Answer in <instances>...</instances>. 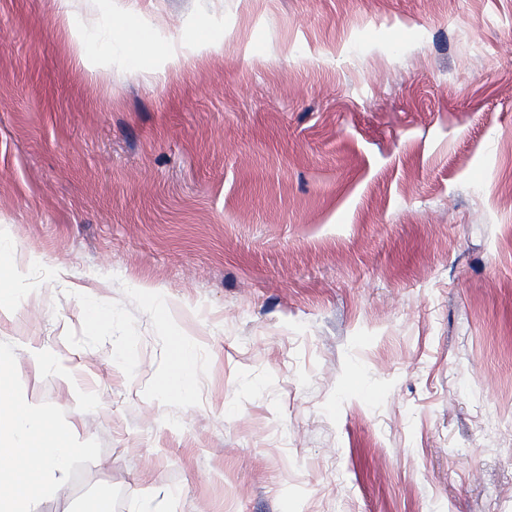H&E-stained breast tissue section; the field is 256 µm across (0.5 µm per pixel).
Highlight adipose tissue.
<instances>
[{"instance_id":"ef3b65f1","label":"adipose tissue","mask_w":512,"mask_h":512,"mask_svg":"<svg viewBox=\"0 0 512 512\" xmlns=\"http://www.w3.org/2000/svg\"><path fill=\"white\" fill-rule=\"evenodd\" d=\"M71 434L31 405L0 359V512H41L67 498L72 462L82 456Z\"/></svg>"}]
</instances>
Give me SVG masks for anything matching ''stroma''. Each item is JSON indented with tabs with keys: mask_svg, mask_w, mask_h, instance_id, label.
<instances>
[{
	"mask_svg": "<svg viewBox=\"0 0 512 512\" xmlns=\"http://www.w3.org/2000/svg\"><path fill=\"white\" fill-rule=\"evenodd\" d=\"M0 34V345L88 450L73 512H512V0H0ZM182 354L180 364L168 375L163 384V390L166 394H181L188 386L191 375L190 364L192 360V349L188 342L180 341L177 346Z\"/></svg>",
	"mask_w": 512,
	"mask_h": 512,
	"instance_id": "35a3bbf8",
	"label": "stroma"
}]
</instances>
